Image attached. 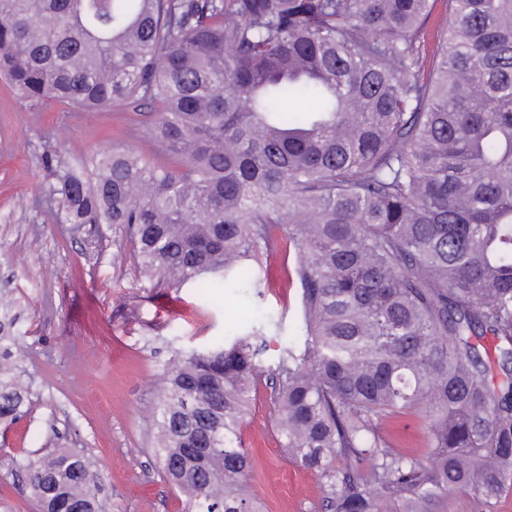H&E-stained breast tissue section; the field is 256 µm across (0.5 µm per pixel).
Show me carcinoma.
I'll use <instances>...</instances> for the list:
<instances>
[{"instance_id": "cac0c4a2", "label": "carcinoma", "mask_w": 512, "mask_h": 512, "mask_svg": "<svg viewBox=\"0 0 512 512\" xmlns=\"http://www.w3.org/2000/svg\"><path fill=\"white\" fill-rule=\"evenodd\" d=\"M0 0V75L27 100L153 110L167 162L47 159L61 224H123L141 268L265 286L280 246L301 339L270 373L264 331L177 357L159 461L187 512H264L239 434L270 390L322 512H433L512 488V0ZM0 314V421L28 389ZM425 412L426 455L384 419ZM40 512H104L93 464H24Z\"/></svg>"}]
</instances>
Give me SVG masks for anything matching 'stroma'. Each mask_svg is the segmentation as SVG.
Returning <instances> with one entry per match:
<instances>
[{"label": "stroma", "instance_id": "35a3bbf8", "mask_svg": "<svg viewBox=\"0 0 512 512\" xmlns=\"http://www.w3.org/2000/svg\"><path fill=\"white\" fill-rule=\"evenodd\" d=\"M145 121L134 107L90 114L35 106L0 80V301L15 318L16 372L29 386L26 415L0 427V512H38L20 465L56 448L95 460L109 512H182L185 497L156 455L152 411L163 369L176 353L256 320L279 326L262 368L299 337L284 250L269 256L274 274L262 294L237 285L203 297L193 283L163 288L145 276L123 226L56 223L46 155L134 147L154 156ZM276 416L268 389L258 387L240 429L252 457L249 492L267 512H321L323 483L289 459ZM380 433L397 451H426L416 414L387 419Z\"/></svg>", "mask_w": 512, "mask_h": 512}]
</instances>
